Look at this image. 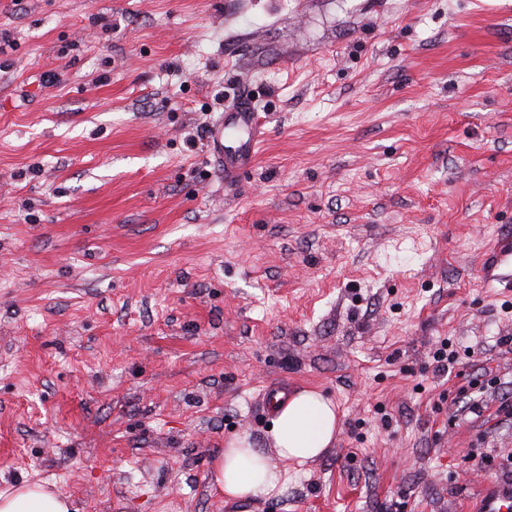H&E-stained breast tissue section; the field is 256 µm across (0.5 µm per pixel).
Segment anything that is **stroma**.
Masks as SVG:
<instances>
[{
	"instance_id": "stroma-1",
	"label": "stroma",
	"mask_w": 512,
	"mask_h": 512,
	"mask_svg": "<svg viewBox=\"0 0 512 512\" xmlns=\"http://www.w3.org/2000/svg\"><path fill=\"white\" fill-rule=\"evenodd\" d=\"M243 98L228 185L207 136ZM510 238L512 0H0V492L470 512L512 478ZM275 380L336 440L219 498L227 439L271 453ZM255 115L252 103L236 102L209 130V146L224 169L225 183L239 179L259 151L261 136Z\"/></svg>"
}]
</instances>
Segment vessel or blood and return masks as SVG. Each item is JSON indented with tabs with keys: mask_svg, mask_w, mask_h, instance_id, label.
Instances as JSON below:
<instances>
[{
	"mask_svg": "<svg viewBox=\"0 0 512 512\" xmlns=\"http://www.w3.org/2000/svg\"><path fill=\"white\" fill-rule=\"evenodd\" d=\"M209 146L224 170L225 182L239 179L259 151L261 136L250 102L235 103L211 126ZM476 512H512V482L489 481Z\"/></svg>",
	"mask_w": 512,
	"mask_h": 512,
	"instance_id": "obj_1",
	"label": "vessel or blood"
}]
</instances>
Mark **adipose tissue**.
Segmentation results:
<instances>
[{
    "instance_id": "ef3b65f1",
    "label": "adipose tissue",
    "mask_w": 512,
    "mask_h": 512,
    "mask_svg": "<svg viewBox=\"0 0 512 512\" xmlns=\"http://www.w3.org/2000/svg\"><path fill=\"white\" fill-rule=\"evenodd\" d=\"M339 416L335 403L320 392L302 390L279 401L273 411L270 437L281 462L303 465L332 447ZM215 489L226 499L262 498L283 485V474L271 466L264 449L236 435L212 464ZM70 501L50 486L22 484L0 493V512H71Z\"/></svg>"
}]
</instances>
